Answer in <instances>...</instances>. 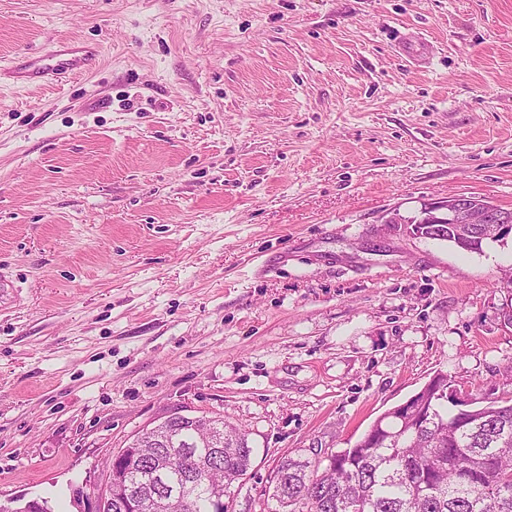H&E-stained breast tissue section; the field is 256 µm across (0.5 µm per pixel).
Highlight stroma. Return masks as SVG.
<instances>
[{
	"label": "stroma",
	"instance_id": "obj_1",
	"mask_svg": "<svg viewBox=\"0 0 512 512\" xmlns=\"http://www.w3.org/2000/svg\"><path fill=\"white\" fill-rule=\"evenodd\" d=\"M61 40L96 67L0 77V505L86 512L178 411L246 430L263 512L436 373L501 395L512 236L386 220L512 209V0H0V57ZM441 209L445 212L438 213ZM422 224H433L422 236L444 240L465 251H480L485 243L503 241V238H483L486 228L482 224H495L498 235L512 233V210L501 208L491 202H481L466 195L449 197L444 207L426 206L422 211ZM443 224H447L443 225ZM450 224H470L463 228L467 238L457 234V228Z\"/></svg>",
	"mask_w": 512,
	"mask_h": 512
}]
</instances>
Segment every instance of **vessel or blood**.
<instances>
[{
    "mask_svg": "<svg viewBox=\"0 0 512 512\" xmlns=\"http://www.w3.org/2000/svg\"><path fill=\"white\" fill-rule=\"evenodd\" d=\"M99 58L98 48L76 41L58 44L53 50L29 56L27 76L31 84L42 86L90 71Z\"/></svg>",
    "mask_w": 512,
    "mask_h": 512,
    "instance_id": "1",
    "label": "vessel or blood"
}]
</instances>
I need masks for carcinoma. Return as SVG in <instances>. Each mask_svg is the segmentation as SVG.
<instances>
[{
  "mask_svg": "<svg viewBox=\"0 0 512 512\" xmlns=\"http://www.w3.org/2000/svg\"><path fill=\"white\" fill-rule=\"evenodd\" d=\"M433 224L412 233L465 251L490 242L482 224ZM444 373L414 394L418 410L403 422L386 412L360 439L327 457L324 467L292 457L279 465L268 512H512V395L474 407L462 422L442 392ZM224 452L204 447L190 424L173 422V440L125 448L123 459L136 506L125 512H213L246 475L253 448L247 434L215 417Z\"/></svg>",
  "mask_w": 512,
  "mask_h": 512,
  "instance_id": "1",
  "label": "carcinoma"
}]
</instances>
